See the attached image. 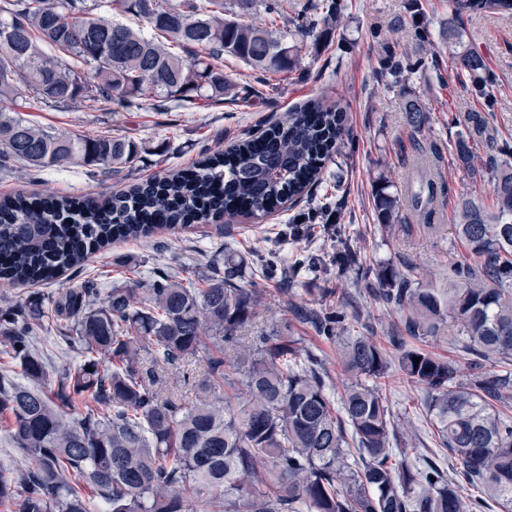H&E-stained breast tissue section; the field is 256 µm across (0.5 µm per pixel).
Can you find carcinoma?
I'll return each instance as SVG.
<instances>
[{
	"label": "carcinoma",
	"instance_id": "1",
	"mask_svg": "<svg viewBox=\"0 0 512 512\" xmlns=\"http://www.w3.org/2000/svg\"><path fill=\"white\" fill-rule=\"evenodd\" d=\"M262 2L283 17L285 0H111L154 35L96 16L99 0H0V165L30 169L79 163L120 169L141 153L124 135L73 136L31 123L20 110L118 101L140 109L153 101L205 109L231 90L248 102L278 86L268 74L291 72L301 50L290 32L242 21ZM345 0H321L288 18L313 39L338 24ZM512 14V0H448L440 35L458 46L457 68L483 111L451 121L449 152L472 185L491 200L456 197L453 234L465 249L448 251V284L409 263L369 265L367 292L393 308L405 333L426 342L444 336L468 355L469 379L455 360L390 337L400 371L429 394L427 415L459 476L483 496L466 501L456 481L429 457L411 459L397 446L380 380L390 362L380 343L348 334L342 306H297L295 316L336 344L355 381L340 404L327 390L323 360L304 349L288 320L242 335L265 299L247 288V263L225 249L202 285L160 272L146 283L87 282L52 304L73 320L64 337L81 360L60 371L34 347L47 330L41 305L0 304V348L25 383L0 379V417L25 465L0 466V507L8 512H479L497 503L512 512V418L496 403L512 397V143L499 139L494 82L484 54L465 41L464 19ZM51 47L62 55H51ZM255 72L260 90L224 74V56ZM405 112L419 129L421 104ZM346 134L340 104L310 99L260 135L206 155L190 172H172L112 195L104 203L67 196L18 194L0 202V279L12 285L58 279L95 251L157 229L178 230L221 214H271L308 193ZM489 151L481 161L479 147ZM451 188L420 173L410 194L412 216L432 235L437 199ZM373 206L380 229L409 233L402 190L383 175ZM340 258L357 254L336 225ZM419 358L414 363L413 358ZM184 360L205 367L178 389L166 372ZM83 402L77 417L68 410Z\"/></svg>",
	"mask_w": 512,
	"mask_h": 512
}]
</instances>
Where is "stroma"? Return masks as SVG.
<instances>
[{
  "label": "stroma",
  "instance_id": "1",
  "mask_svg": "<svg viewBox=\"0 0 512 512\" xmlns=\"http://www.w3.org/2000/svg\"><path fill=\"white\" fill-rule=\"evenodd\" d=\"M447 16L448 0H352L351 10L338 27L320 40L304 39L301 64L281 83L278 92L249 104L228 99L203 111L170 104L131 111L116 103L103 104L94 111L41 106L27 109L26 118L46 128L74 134L125 135L146 151L132 166L112 173L92 172L80 165L42 170L19 164L1 168L0 198L20 191H49L102 200L167 170L193 168L206 153L226 148L245 131L266 128L291 107L318 97L340 103L347 114L351 136L345 141V151L350 162L341 175L335 166H328L320 183L294 209L315 207L325 194L337 198L341 204L338 221L357 245L363 263L404 258L417 264L426 277L444 282L449 234L435 237L419 226L409 234L382 233L372 210V188L381 175L395 185L407 186L415 182L423 167L454 191L472 192L485 199L490 196L489 186L469 183L448 151L456 134L455 127L448 124L449 113L476 112L481 104L471 94L468 76L454 64L455 44L439 35V22ZM465 26L473 44L485 53L498 90L499 136L512 141V15L480 14L467 20ZM393 56L425 62L438 58L443 78L428 80L416 73L410 75L405 89L389 87L390 77L382 65ZM412 96L426 109L427 121L418 130L409 125L404 109L406 99ZM420 143L439 144V156L419 161L416 146ZM290 212L283 209L260 221L235 217L222 223L193 225L174 234L160 231L137 242H117L92 254L83 269L66 272L60 281L0 285V296L25 305L45 304L86 281L109 285L147 280L163 271L196 281L209 273L213 254L227 246L245 257L247 283L267 291L268 308L259 312L255 327H264L272 314L292 319L294 306L311 304L312 289L334 288L340 305L348 309L354 334L387 344L390 329L400 325L399 316L366 293L356 271L342 272L331 265L312 273L292 274L299 254L332 252L333 242L320 224L313 237L289 239ZM270 251L279 256L290 279L260 276L256 259ZM294 327L305 345L326 361L332 376L329 393L340 399L353 377L341 367L336 347L316 336L308 324L295 321ZM381 385L394 417L411 422L407 447L450 467L448 452L440 448L425 412V390L408 384L395 366Z\"/></svg>",
  "mask_w": 512,
  "mask_h": 512
}]
</instances>
